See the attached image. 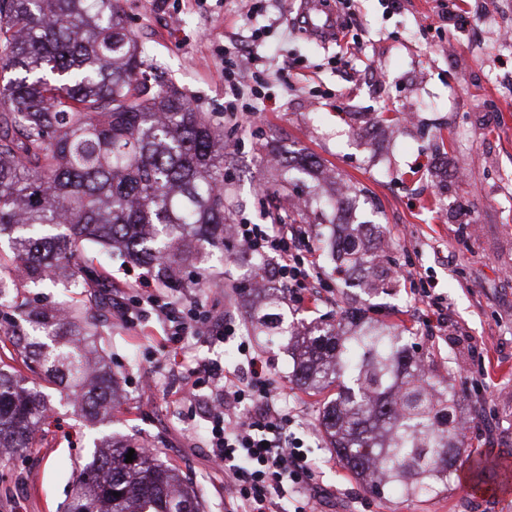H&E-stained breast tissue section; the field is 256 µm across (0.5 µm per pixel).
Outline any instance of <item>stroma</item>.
I'll return each instance as SVG.
<instances>
[{
    "mask_svg": "<svg viewBox=\"0 0 512 512\" xmlns=\"http://www.w3.org/2000/svg\"><path fill=\"white\" fill-rule=\"evenodd\" d=\"M152 72L224 130V176L242 203L235 221L302 200L313 262L327 284L315 302L285 307L295 322H335L353 307L406 325L432 374L451 377L467 401L472 461L488 462V487L474 490L465 465L447 490L422 501L366 492L328 448L318 427L319 396L289 383L287 341L248 336L252 352L284 388L294 430L316 465V512H512V0H328L343 27L331 40L303 27L301 0H121ZM257 30L241 58L246 76L238 117L225 110L224 37ZM305 154L317 178L288 180L282 158ZM354 200L349 223L378 225L387 259L415 266L448 307L430 321L413 279L394 276L386 292L364 293L331 272L320 232L323 193ZM249 255L220 265L197 296L244 324L263 297L236 290ZM0 334L23 325L22 301L79 303L66 288L19 284ZM101 334L120 390L113 412L123 432L147 439L197 491L203 512H224V473L211 466L203 418L186 415L185 360L242 361L237 342L174 350L154 313L136 328L101 311ZM55 412L34 447L0 463V512H66L72 477L101 436L74 416L68 397L47 386Z\"/></svg>",
    "mask_w": 512,
    "mask_h": 512,
    "instance_id": "1",
    "label": "stroma"
}]
</instances>
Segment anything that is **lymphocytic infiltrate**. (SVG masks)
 I'll list each match as a JSON object with an SVG mask.
<instances>
[{
  "label": "lymphocytic infiltrate",
  "instance_id": "lymphocytic-infiltrate-1",
  "mask_svg": "<svg viewBox=\"0 0 512 512\" xmlns=\"http://www.w3.org/2000/svg\"><path fill=\"white\" fill-rule=\"evenodd\" d=\"M232 231L251 253L278 256L274 279L293 290L321 287V277L306 261L314 246L300 225L237 224ZM146 305L166 322L168 340L176 349H185L192 339L223 344L237 337L231 319L217 321L196 300L188 302L185 316L174 317V301L155 288H142L131 300L118 301L114 314L131 327ZM239 351L243 362L236 374H225L215 362L188 367L190 402L207 404L210 455L223 467L229 485L224 512H281L288 498L311 484L315 467L292 430L267 363L247 345Z\"/></svg>",
  "mask_w": 512,
  "mask_h": 512
}]
</instances>
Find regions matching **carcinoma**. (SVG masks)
Returning <instances> with one entry per match:
<instances>
[{
	"label": "carcinoma",
	"instance_id": "cac0c4a2",
	"mask_svg": "<svg viewBox=\"0 0 512 512\" xmlns=\"http://www.w3.org/2000/svg\"><path fill=\"white\" fill-rule=\"evenodd\" d=\"M147 69L120 0H0V72L12 73L0 87V239L9 248L0 270L20 272L0 274V296L20 280L103 287L94 267L71 268L86 245L121 252L163 285L187 266L200 285L214 249L234 258L224 244L235 215L224 186V131L178 89L151 88ZM281 165L307 176L316 168L306 157ZM324 245L336 273L385 281L381 242L367 225ZM279 292L268 289L253 335L296 342L289 375L296 385L336 388L320 426L338 462L376 497L424 500L448 487L467 452L463 396L404 342L408 328L359 308L298 336L278 311ZM92 307L64 314L34 307L29 330L0 337V451L34 447L50 417L43 392L27 386L30 375L67 390L82 421L112 415V371L92 367V355L104 350ZM68 512L201 510L176 468L144 441L114 433L77 474Z\"/></svg>",
	"mask_w": 512,
	"mask_h": 512
}]
</instances>
